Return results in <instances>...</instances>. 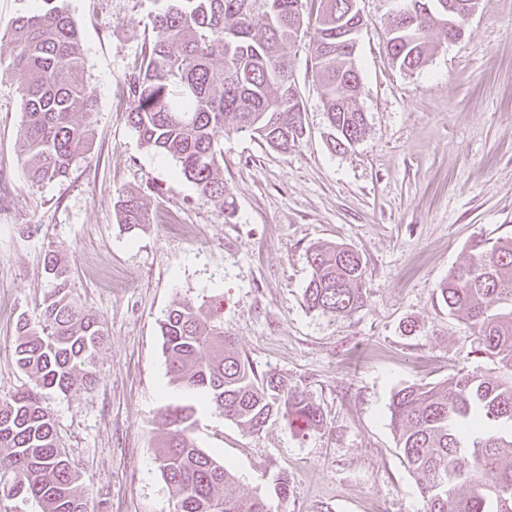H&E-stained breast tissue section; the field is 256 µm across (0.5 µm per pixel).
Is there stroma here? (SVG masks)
<instances>
[{
    "label": "stroma",
    "instance_id": "1",
    "mask_svg": "<svg viewBox=\"0 0 512 512\" xmlns=\"http://www.w3.org/2000/svg\"><path fill=\"white\" fill-rule=\"evenodd\" d=\"M388 4L357 0L367 130L335 153L309 53V0L286 49L306 134L282 152L217 130L230 217L199 202L175 160L127 122L120 80L148 37L151 0H68L95 110L89 154L63 181L26 179L22 79L10 41H0V403L33 386L12 340L47 295L45 257L58 251L70 260L74 299L108 333L96 385L46 401L89 512H175L157 456L164 406L192 401L162 348L160 322L178 302L218 308L256 369L279 374L322 412L305 433L278 421L250 435L198 406L193 437L234 473L230 493L260 496L273 512H423L389 403L404 386L492 366L438 287L475 237H512V0H484L458 40L434 30L433 56L411 71L387 52ZM129 193L150 215L130 230L116 208ZM327 243L352 248L365 266V302L339 318L303 299L308 253Z\"/></svg>",
    "mask_w": 512,
    "mask_h": 512
}]
</instances>
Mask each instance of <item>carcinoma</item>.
Returning <instances> with one entry per match:
<instances>
[{
  "label": "carcinoma",
  "instance_id": "carcinoma-1",
  "mask_svg": "<svg viewBox=\"0 0 512 512\" xmlns=\"http://www.w3.org/2000/svg\"><path fill=\"white\" fill-rule=\"evenodd\" d=\"M10 31L14 67L21 72L24 117L19 131L27 181H63L86 158L92 137L88 116L94 92L86 73L81 36L67 0H20ZM151 33L141 58L123 78L127 119L139 139L172 157L198 200L234 212L224 184V152L216 129L258 135L286 151L305 135L304 105L292 90L285 53L304 23L306 0H153ZM430 13L413 24L387 18V49L399 67H423L433 51L431 35L448 17V4L425 0ZM346 0H319L309 51L323 89L330 129L328 145L346 151L366 132L365 113L343 84L360 82L353 63L357 35L336 38L348 21ZM120 221H148L139 198L119 200ZM307 308L342 317L363 303L365 271L360 256L342 245L309 251ZM52 285L40 312L17 324L14 354L36 389L0 405V468L15 474L7 497L34 500L43 512H88L81 474L62 448L45 406L97 382L96 356L105 341L97 317L68 292V265L48 254ZM450 313L469 321L479 347L494 367L459 373L432 386L407 385L392 394L389 409L397 445L420 485L424 512H512V237L489 243L475 238L465 262L438 288ZM173 378L202 397L212 412L250 434L281 419L312 428L320 408L280 377L258 373L236 347L224 321L189 304L174 305L160 323ZM191 405L163 410L166 438L159 452L162 476L175 512H267L259 496L227 492L231 471L198 448L191 437ZM493 472L489 484L485 473Z\"/></svg>",
  "mask_w": 512,
  "mask_h": 512
}]
</instances>
